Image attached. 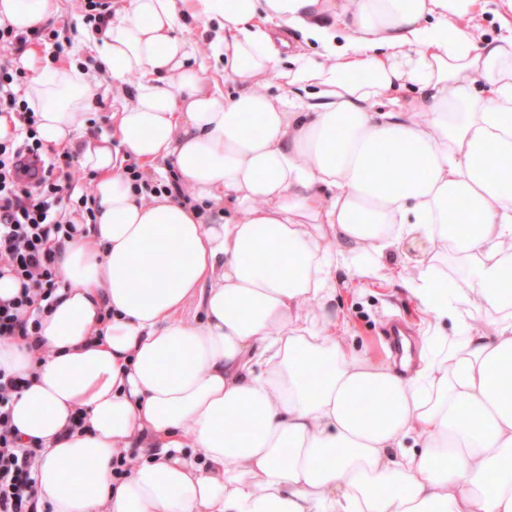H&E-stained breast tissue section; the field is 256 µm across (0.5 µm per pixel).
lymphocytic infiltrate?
Wrapping results in <instances>:
<instances>
[{
	"label": "lymphocytic infiltrate",
	"instance_id": "lymphocytic-infiltrate-1",
	"mask_svg": "<svg viewBox=\"0 0 512 512\" xmlns=\"http://www.w3.org/2000/svg\"><path fill=\"white\" fill-rule=\"evenodd\" d=\"M51 42L54 56L66 54L52 24L30 30L0 25V113L15 117V138L0 140V278L20 289L0 299V345L41 347V316L53 306L59 282L56 256L80 232V220L94 216L90 189L63 205L72 190L73 156L47 152L39 119L20 93L22 68L13 55L33 42ZM31 383L26 375L0 369V512H38L34 478L41 446L24 439L15 425L12 402Z\"/></svg>",
	"mask_w": 512,
	"mask_h": 512
}]
</instances>
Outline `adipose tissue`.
Here are the masks:
<instances>
[{
  "label": "adipose tissue",
  "mask_w": 512,
  "mask_h": 512,
  "mask_svg": "<svg viewBox=\"0 0 512 512\" xmlns=\"http://www.w3.org/2000/svg\"><path fill=\"white\" fill-rule=\"evenodd\" d=\"M56 9L0 0V23ZM485 10L128 0L84 31L123 95L100 135L79 67L22 55L40 137L74 147L97 201L57 259L45 359L0 347V367L38 374L13 418L43 443L41 512H512V0L492 39L470 26ZM200 21L216 25V76L184 35ZM290 30L316 56L291 52ZM131 158L231 217L134 189ZM406 243V283L455 333L379 362L342 341L336 270L377 273ZM79 408L87 428L66 436Z\"/></svg>",
  "instance_id": "1"
}]
</instances>
